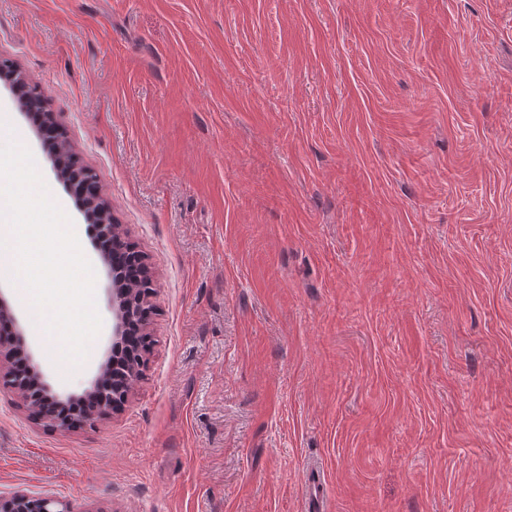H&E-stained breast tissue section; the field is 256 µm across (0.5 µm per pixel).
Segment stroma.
<instances>
[{
  "mask_svg": "<svg viewBox=\"0 0 512 512\" xmlns=\"http://www.w3.org/2000/svg\"><path fill=\"white\" fill-rule=\"evenodd\" d=\"M155 293L120 411L0 390V497L72 512H512V0H0ZM96 274L112 272L0 86ZM30 510H34V512H72L66 503L56 497L35 498L24 489L16 490L8 498L0 497L1 512H29Z\"/></svg>",
  "mask_w": 512,
  "mask_h": 512,
  "instance_id": "stroma-1",
  "label": "stroma"
}]
</instances>
